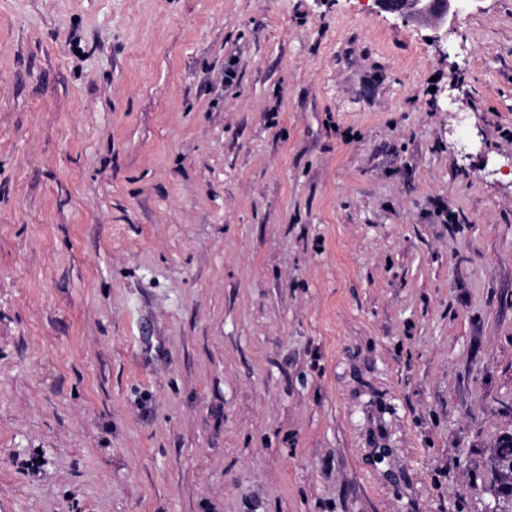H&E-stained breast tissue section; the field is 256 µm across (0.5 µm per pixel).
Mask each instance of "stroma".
I'll use <instances>...</instances> for the list:
<instances>
[{
	"label": "stroma",
	"instance_id": "1",
	"mask_svg": "<svg viewBox=\"0 0 512 512\" xmlns=\"http://www.w3.org/2000/svg\"><path fill=\"white\" fill-rule=\"evenodd\" d=\"M510 130L512 0H0V512H482ZM381 8L403 21H412L423 14L433 13L439 19L444 18L454 7L453 14L458 15L460 8L452 5L451 0H378Z\"/></svg>",
	"mask_w": 512,
	"mask_h": 512
}]
</instances>
